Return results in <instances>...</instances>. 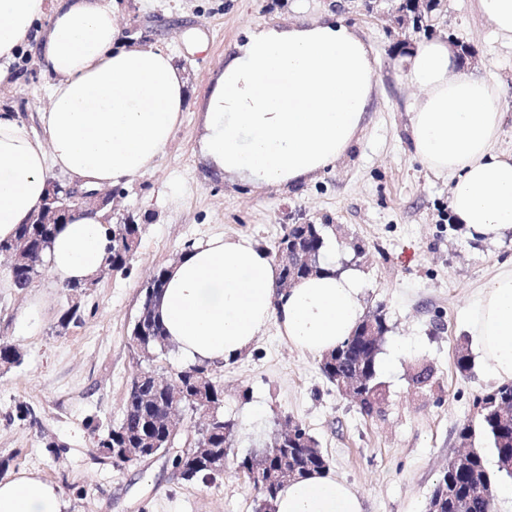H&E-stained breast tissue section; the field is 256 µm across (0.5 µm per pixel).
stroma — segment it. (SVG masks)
Masks as SVG:
<instances>
[{
	"label": "stroma",
	"mask_w": 512,
	"mask_h": 512,
	"mask_svg": "<svg viewBox=\"0 0 512 512\" xmlns=\"http://www.w3.org/2000/svg\"><path fill=\"white\" fill-rule=\"evenodd\" d=\"M126 36L167 50L184 69L189 101L155 168L120 186L112 217L141 224L125 272L98 278L80 295L82 321L61 329L66 296L49 270L14 287L0 257V341L24 355L0 369V479L20 472L58 486L64 512H254L257 491L235 460L213 482L181 478L170 459L116 468L97 441L123 418L133 379L150 370L168 378L186 363L168 346L144 356L133 323L154 271L191 243L213 234L252 236L275 253L291 224L326 225L322 261L362 275L364 310L382 311L388 332L377 357L385 398L365 415L322 374L318 355L298 349L269 324L253 347L216 366L225 418L234 421L239 456L266 448L289 422L319 443L329 471L350 484L364 512H425L449 459L458 426L476 416V399L496 382L473 347L466 310L475 293L512 259V231L491 240L471 235L449 209L450 182L411 155L409 108L420 96L405 80L404 58L441 38L469 45L461 72L496 83L505 114L498 139L512 152V39L499 36L476 0H441L422 30L399 25L400 0H110ZM335 14L353 27L376 59V94L358 140L313 180L292 187L252 186L215 173L202 156L200 110L224 54L249 28ZM205 30L206 51L192 53L181 34ZM9 67L14 86L0 89V113H20L39 133L51 81L32 47ZM471 367H455L458 345ZM432 374L414 384L417 364ZM40 423L14 420L18 404ZM59 446L50 453L48 443Z\"/></svg>",
	"instance_id": "1"
}]
</instances>
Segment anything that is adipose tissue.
Returning <instances> with one entry per match:
<instances>
[{
	"mask_svg": "<svg viewBox=\"0 0 512 512\" xmlns=\"http://www.w3.org/2000/svg\"><path fill=\"white\" fill-rule=\"evenodd\" d=\"M49 25L33 32L35 21ZM35 39L54 83L30 134L0 114V239L28 223L55 169L90 189L128 183L152 170L187 107V79L172 55L122 38L108 0H0V59ZM447 42H422L405 78L422 90L410 107L413 158L451 182L449 206L475 235L512 230V157L497 150L504 114L490 81L459 72ZM369 45L335 15L258 25L224 55L202 116L200 151L213 169L254 186L311 180L344 157L375 92ZM105 210L77 209L62 224L47 261L60 282H86L108 245ZM278 270L250 236L214 235L169 266L155 305L167 340L192 364H220L249 350L268 324L293 346L332 351L363 316L355 270L327 267L276 290ZM486 370L512 381V262L467 308ZM57 487L23 474L0 481V512H63ZM276 512H364L363 500L328 473L288 482Z\"/></svg>",
	"mask_w": 512,
	"mask_h": 512,
	"instance_id": "1",
	"label": "adipose tissue"
}]
</instances>
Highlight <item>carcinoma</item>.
<instances>
[{
    "label": "carcinoma",
    "mask_w": 512,
    "mask_h": 512,
    "mask_svg": "<svg viewBox=\"0 0 512 512\" xmlns=\"http://www.w3.org/2000/svg\"><path fill=\"white\" fill-rule=\"evenodd\" d=\"M56 224H21L16 235L9 241H0V254L10 251L13 246L25 239L30 243V263L15 274V283L20 288L28 287L45 267L46 250L54 237ZM141 227L138 224H112L109 227L107 256L100 273L125 271L130 260L132 247L137 245ZM153 321V332L142 338L144 352L151 353L156 347L164 346L166 337L163 327L154 313V304L144 303ZM332 359L320 365L327 379L338 375L354 377L362 375L371 387H380L378 381L377 355L363 349L362 337L351 335L336 350ZM23 355L11 344L0 342V365L12 367L22 363ZM159 378L151 371L141 372L140 379L131 383L125 399L122 423L108 430L98 440V447L106 457H112V449L126 448L142 437H147L160 445L167 443L168 433L163 421L172 405H188L186 398L175 399L173 389L167 391L156 388ZM481 430L491 441L497 458V472L503 477L512 478V472L504 468V463L512 457V383H504L488 392L479 402L477 421L468 420L458 428V438L470 446L469 464L465 469L456 467L454 460L438 480L448 489V498L443 512H495V483L485 464L483 455L473 448L476 430ZM177 465L184 468L182 478L186 481H213L216 476L195 467L183 455L174 457Z\"/></svg>",
    "instance_id": "carcinoma-1"
}]
</instances>
